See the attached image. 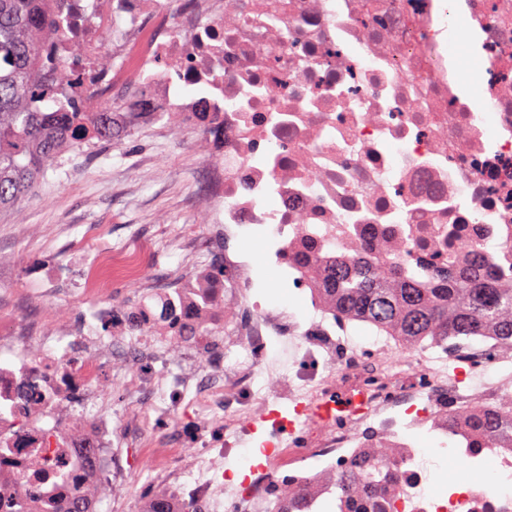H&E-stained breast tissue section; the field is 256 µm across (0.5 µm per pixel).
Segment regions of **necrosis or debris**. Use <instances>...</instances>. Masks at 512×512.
<instances>
[{
	"label": "necrosis or debris",
	"instance_id": "4bbe7bcc",
	"mask_svg": "<svg viewBox=\"0 0 512 512\" xmlns=\"http://www.w3.org/2000/svg\"><path fill=\"white\" fill-rule=\"evenodd\" d=\"M53 34L40 47L38 81L59 109L100 112L120 102L114 133L166 121L189 133L209 162L188 210L214 230L209 257L232 236L258 237L294 288L313 287L311 270L289 256L369 254L378 269L433 280L473 268L512 288V0H39ZM465 21L458 38L484 63L478 104L466 101L448 54L444 17ZM69 76L57 81L58 68ZM146 249L98 251L89 289L137 279ZM224 259L234 300V338L259 354L270 339H346L324 300L303 321L250 300L246 263ZM210 275L175 299L185 314L180 339L223 323L204 305ZM125 307L100 306L94 322L63 324L40 336L28 322L0 332V497L9 512H65L71 488L96 490L109 475L80 451L102 448L112 426L105 376L126 378L127 352L142 359L135 383L152 404L204 399L227 414L228 431L258 415L264 398L248 368L225 398L224 347L193 373L153 377L155 346ZM469 374L433 366L415 352L398 371L367 366L361 347L313 384L289 383L291 400L322 406L335 393L356 403L342 420L320 419L298 452L317 470H337L370 445L387 443L401 476L387 512H512V439L474 450L449 444L443 403L465 416L512 393V352L479 339L445 353ZM495 374H487L488 364ZM453 447L468 476L446 495L431 493L421 459L426 445ZM185 475L168 465L190 512H265L277 491L268 469L237 494L224 480V453L203 449Z\"/></svg>",
	"mask_w": 512,
	"mask_h": 512
}]
</instances>
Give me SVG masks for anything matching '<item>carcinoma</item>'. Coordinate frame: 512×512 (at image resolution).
<instances>
[{"label": "carcinoma", "mask_w": 512, "mask_h": 512, "mask_svg": "<svg viewBox=\"0 0 512 512\" xmlns=\"http://www.w3.org/2000/svg\"><path fill=\"white\" fill-rule=\"evenodd\" d=\"M53 34L37 0H0V210L32 190L72 146L112 141V113L60 112L48 108L52 96L34 81L39 48ZM312 267L318 290L334 317L368 323L408 349L442 347L484 334L491 327L503 347H512V291L499 287V275L477 270L441 277L428 284L411 278L386 280L358 258L336 257ZM465 430L482 442L512 433V396L462 423L448 415V433ZM396 470L365 458H352L336 474L338 512H381ZM308 482L293 490L292 507L277 512H310Z\"/></svg>", "instance_id": "carcinoma-1"}]
</instances>
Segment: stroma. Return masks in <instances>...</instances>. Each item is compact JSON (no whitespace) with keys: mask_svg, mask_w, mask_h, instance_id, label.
I'll list each match as a JSON object with an SVG mask.
<instances>
[{"mask_svg":"<svg viewBox=\"0 0 512 512\" xmlns=\"http://www.w3.org/2000/svg\"><path fill=\"white\" fill-rule=\"evenodd\" d=\"M207 167L191 138L177 133L158 139L151 132L133 130L118 143L83 144L66 152L19 210L0 211V325L32 318L48 335L73 310L90 314L106 302L141 300L149 282L166 274H176L177 285L194 284L201 268L187 264L167 242L176 235L186 236L193 246L206 242L208 225L198 223L184 203L198 193ZM82 236L86 245L75 250L72 240ZM145 241L152 249L141 280L113 282L101 296L84 293V268L99 249ZM230 251L250 264L251 294L261 304L284 303L289 312L310 317L309 292L283 280L265 260L259 241L238 239ZM341 348L340 341L324 337L310 345L273 341L263 361L305 378L326 373L340 358ZM109 388L114 408L110 458L119 465L124 484L104 492L102 512H147L152 498L167 491L169 483L154 449L141 447L140 441L184 429L196 420L199 408L188 398L167 415L145 401L126 418L121 414L125 389L115 381ZM271 430V422L261 418L239 429L228 462L235 480L259 464L257 451ZM425 459L434 492L447 491L449 483L467 473L455 453L432 450Z\"/></svg>","mask_w":512,"mask_h":512,"instance_id":"1","label":"stroma"}]
</instances>
